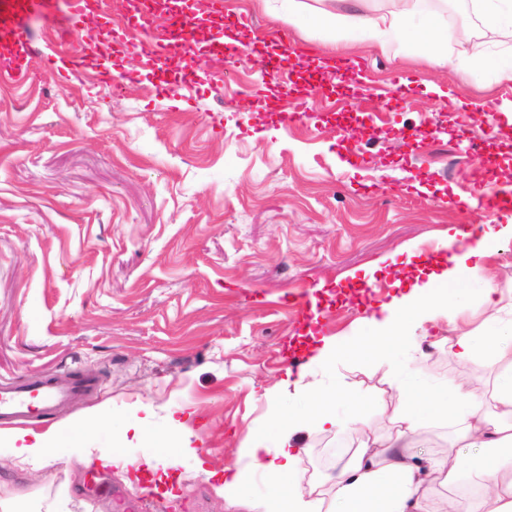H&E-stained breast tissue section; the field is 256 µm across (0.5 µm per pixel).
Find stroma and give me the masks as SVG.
<instances>
[{"label":"stroma","instance_id":"stroma-1","mask_svg":"<svg viewBox=\"0 0 512 512\" xmlns=\"http://www.w3.org/2000/svg\"><path fill=\"white\" fill-rule=\"evenodd\" d=\"M287 10L288 0H223L226 32L246 34L251 50L213 58L185 90L133 52L110 56L112 83L96 59L70 74L64 55L89 46L73 36L51 50L63 12L23 25L38 49L28 75L0 77V377L74 364L101 390L29 422L54 437L51 459L19 462L0 441V512H238L222 472L268 428L265 390L294 395L286 370L311 349L291 353L289 342L366 333L419 271L446 262L449 230L485 223L483 209L453 206L485 169L512 168V124L500 113L484 130L467 104L512 100V83L449 77L410 39L389 56L357 46L347 56L361 62V84L386 91L411 78L399 107L343 83L331 97L311 91L305 117L286 124L279 115L295 103L277 98L263 122L259 92L326 50L308 19L281 21ZM283 36L290 62L269 71L264 51ZM348 111L369 117L378 138L351 142L334 121ZM468 127L483 132L479 154L434 150ZM331 379L357 396L389 388L354 358L311 377ZM141 404L158 439L182 408L199 412L193 453L159 451L177 458L167 495L143 490L135 471L82 463L111 454ZM80 419L84 430L67 437Z\"/></svg>","mask_w":512,"mask_h":512}]
</instances>
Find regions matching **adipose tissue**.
I'll use <instances>...</instances> for the list:
<instances>
[{
  "label": "adipose tissue",
  "mask_w": 512,
  "mask_h": 512,
  "mask_svg": "<svg viewBox=\"0 0 512 512\" xmlns=\"http://www.w3.org/2000/svg\"><path fill=\"white\" fill-rule=\"evenodd\" d=\"M316 2V24L326 30L344 27L349 45L385 52L411 36L427 47L428 62L449 74L463 69L498 83L512 82V0H471L482 17L480 31L462 26L452 34L423 16L424 0H392V8L349 15L338 13V0ZM419 15L424 18L420 26L414 23ZM509 239L512 221L485 222L474 242L459 243L451 267L428 273L426 281L382 305L367 335L353 337L345 346L322 337L308 364L297 372L288 414L278 412L279 394L267 393L275 411L274 435L256 436L243 462L225 467L224 491H239L258 471L270 490L263 499L247 502L248 512H512V309L502 306L506 289L487 284L474 307L469 289L461 285ZM442 317L448 320V333L431 340L430 348L459 365L483 362L492 376L491 387L465 376L448 385L401 365V358L420 351L416 330ZM344 352L388 368L398 407L389 418L387 435H378L376 423L362 416V403L377 402V395L360 400L344 385L319 389L309 383L312 367L333 369ZM153 418L150 406L135 408L124 421L118 450L106 463L121 471L135 467L159 486L164 482L162 467H175V459L162 463L145 456L132 461L124 454L133 442L144 440ZM440 419L453 426L454 444L465 442L471 455L454 445L441 453L419 448L422 430ZM311 423L334 433L349 428L365 441L333 472L308 477L297 468L294 437Z\"/></svg>",
  "instance_id": "adipose-tissue-1"
}]
</instances>
